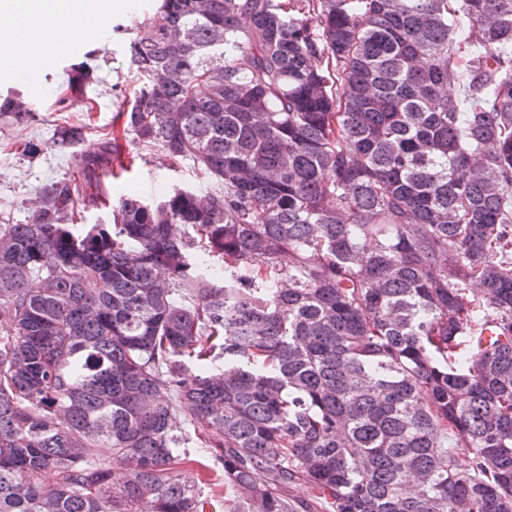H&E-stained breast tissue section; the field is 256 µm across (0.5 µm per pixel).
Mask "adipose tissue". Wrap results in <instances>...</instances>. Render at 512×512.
Listing matches in <instances>:
<instances>
[{"label": "adipose tissue", "mask_w": 512, "mask_h": 512, "mask_svg": "<svg viewBox=\"0 0 512 512\" xmlns=\"http://www.w3.org/2000/svg\"><path fill=\"white\" fill-rule=\"evenodd\" d=\"M100 9L99 0H0V43L37 65L60 27H67L69 37L92 40Z\"/></svg>", "instance_id": "obj_1"}]
</instances>
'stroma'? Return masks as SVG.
Returning a JSON list of instances; mask_svg holds the SVG:
<instances>
[{"label":"stroma","mask_w":512,"mask_h":512,"mask_svg":"<svg viewBox=\"0 0 512 512\" xmlns=\"http://www.w3.org/2000/svg\"><path fill=\"white\" fill-rule=\"evenodd\" d=\"M157 3L115 0L99 15L96 42L72 39L51 46L27 79L16 76L19 62L0 61V98L18 93L37 114L36 120L27 124L0 120V221L27 223L38 188L52 179L76 177L79 155L95 150L108 134L118 136L135 161L129 171L103 180L100 194L81 192L77 205L80 223H109L111 203L123 196L157 199L177 186H207V178L192 163L172 164L161 148L134 142L116 118L120 102L137 86L126 45L142 23L153 17ZM118 23L123 25V33L113 32ZM84 60L93 69V81L83 92L68 94L70 66ZM70 128L78 130L79 142L58 144L60 130ZM31 141L43 145L41 154H25L24 146Z\"/></svg>","instance_id":"obj_1"}]
</instances>
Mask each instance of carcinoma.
I'll return each instance as SVG.
<instances>
[{
    "label": "carcinoma",
    "instance_id": "carcinoma-1",
    "mask_svg": "<svg viewBox=\"0 0 512 512\" xmlns=\"http://www.w3.org/2000/svg\"><path fill=\"white\" fill-rule=\"evenodd\" d=\"M127 54L212 185L79 228L106 138L0 223V512H512V0H159Z\"/></svg>",
    "mask_w": 512,
    "mask_h": 512
}]
</instances>
